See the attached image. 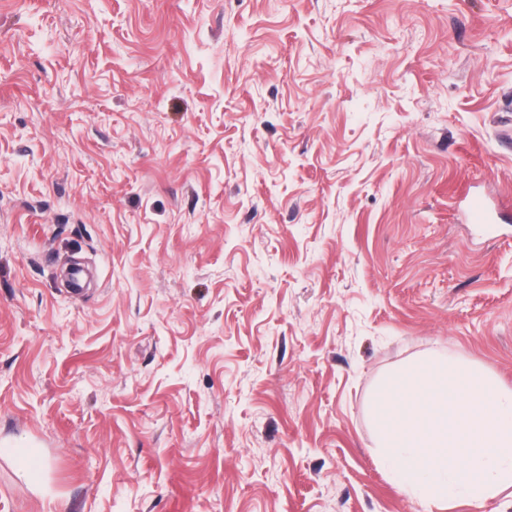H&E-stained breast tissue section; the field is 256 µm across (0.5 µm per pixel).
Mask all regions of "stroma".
Listing matches in <instances>:
<instances>
[{"mask_svg": "<svg viewBox=\"0 0 512 512\" xmlns=\"http://www.w3.org/2000/svg\"><path fill=\"white\" fill-rule=\"evenodd\" d=\"M469 194L512 205V0H0V512H422L369 400L512 389Z\"/></svg>", "mask_w": 512, "mask_h": 512, "instance_id": "1", "label": "stroma"}]
</instances>
